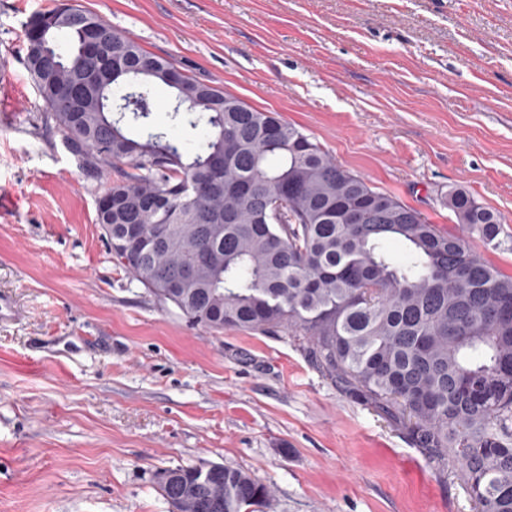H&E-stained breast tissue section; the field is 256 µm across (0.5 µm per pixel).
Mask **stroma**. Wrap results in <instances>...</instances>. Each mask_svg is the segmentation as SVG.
<instances>
[{"label": "stroma", "instance_id": "obj_1", "mask_svg": "<svg viewBox=\"0 0 512 512\" xmlns=\"http://www.w3.org/2000/svg\"><path fill=\"white\" fill-rule=\"evenodd\" d=\"M193 78L299 127L446 231L462 188L503 220L512 275V0H77ZM54 0H0V512H170L157 470L221 463L275 512H474L403 423L287 328L210 331L161 306L95 222L86 174L21 57Z\"/></svg>", "mask_w": 512, "mask_h": 512}]
</instances>
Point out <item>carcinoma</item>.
<instances>
[{"label": "carcinoma", "mask_w": 512, "mask_h": 512, "mask_svg": "<svg viewBox=\"0 0 512 512\" xmlns=\"http://www.w3.org/2000/svg\"><path fill=\"white\" fill-rule=\"evenodd\" d=\"M25 23L23 62L86 170L116 168L96 223L110 252L163 306L213 331L278 327L352 395L405 424L438 468L453 465L478 512H512V276L470 240L502 244L501 217L461 188L443 204L453 234L344 169L295 126L192 79L98 14L61 0ZM72 38L70 53L58 35ZM88 42L98 55L83 50ZM166 86L196 147L127 124L156 111ZM130 224L168 232L156 246L115 247ZM387 239L406 259L393 262ZM164 498L181 512H268L267 484L222 464L177 468Z\"/></svg>", "instance_id": "carcinoma-1"}]
</instances>
